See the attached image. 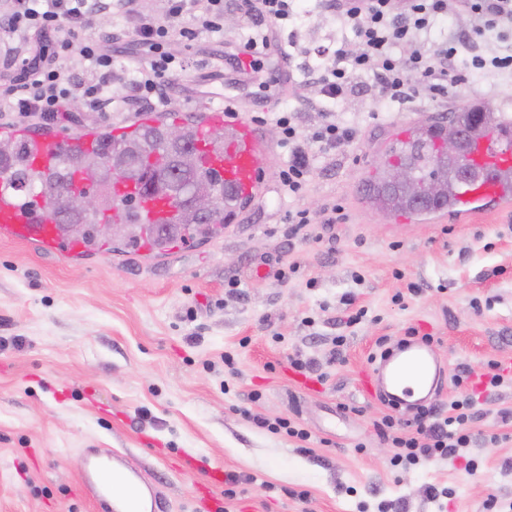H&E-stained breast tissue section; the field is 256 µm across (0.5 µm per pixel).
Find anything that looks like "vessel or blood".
I'll return each mask as SVG.
<instances>
[{
    "label": "vessel or blood",
    "instance_id": "vessel-or-blood-1",
    "mask_svg": "<svg viewBox=\"0 0 512 512\" xmlns=\"http://www.w3.org/2000/svg\"><path fill=\"white\" fill-rule=\"evenodd\" d=\"M206 128L224 131V148L207 150L203 164L224 178L225 189L252 201L267 194V157L272 145L261 135L252 119L240 108L221 106L208 112ZM99 145L95 135L76 138L36 140L29 153L31 170L46 173L56 167L66 153H92ZM472 155L493 162L491 176L481 178L476 187L460 195L462 207L479 201H503L512 195L504 173L512 168V140L484 135L473 136ZM138 220L147 225L174 224L179 220L175 204H143ZM0 234L33 241L50 251L70 255L85 253L86 243L67 239L59 224L42 206L21 199L8 185L0 183ZM441 374L439 362L426 344L409 342L382 354L364 380L365 389L384 401L407 410L413 407L415 393L436 397ZM83 495L90 498L97 512H165L166 502L157 486L148 480L128 456L112 451H93L83 461L80 480Z\"/></svg>",
    "mask_w": 512,
    "mask_h": 512
}]
</instances>
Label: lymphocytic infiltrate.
Listing matches in <instances>:
<instances>
[{
  "label": "lymphocytic infiltrate",
  "mask_w": 512,
  "mask_h": 512,
  "mask_svg": "<svg viewBox=\"0 0 512 512\" xmlns=\"http://www.w3.org/2000/svg\"><path fill=\"white\" fill-rule=\"evenodd\" d=\"M137 4L138 0H10L0 11L1 27L60 37L61 49L77 53L85 72L83 80H75L43 50L16 59L19 76L6 90L10 111L23 117L53 115L76 93L99 102L112 75L113 59L97 42L82 38V30L91 21L138 17L136 33L143 61L129 91L145 101L160 98L174 72L168 44L183 14H191L197 30L210 34L223 30L224 0H169L167 17L161 21L139 16ZM240 7L254 29L244 40L243 53L255 72L271 46L274 27L305 6L303 0H241ZM321 8L351 38L342 41L327 61L298 67L302 83L320 90L323 121L312 136L304 135L295 112L287 107L271 114L281 144L288 149V167L280 181L289 194L301 192L312 170L309 143L335 148L353 139V129L338 122L332 111L333 105L348 96L372 90L376 102H407L418 97L421 89H444L463 63L477 73L512 75V47L505 44L512 33V0H321ZM449 17L467 18L468 29L428 46L432 29ZM472 408L467 396L450 399L444 406L420 407L411 431L398 428L394 417L386 416L380 432L396 449L391 467L405 469L433 458L459 457L472 441Z\"/></svg>",
  "instance_id": "f902f5d3"
}]
</instances>
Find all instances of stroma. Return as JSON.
<instances>
[{
	"label": "stroma",
	"mask_w": 512,
	"mask_h": 512,
	"mask_svg": "<svg viewBox=\"0 0 512 512\" xmlns=\"http://www.w3.org/2000/svg\"><path fill=\"white\" fill-rule=\"evenodd\" d=\"M224 18L218 42L173 33L177 72L164 105L127 95L141 56L130 37L103 45L122 105L106 110L77 94L58 117L23 120L0 108V131L23 125L64 139L169 112L194 117L221 103L260 118L282 100L312 131L317 94L289 83L277 49L253 83L235 84L231 63L248 23L235 0H226ZM288 28L312 51L342 37L337 21L316 12ZM474 97L512 114V77L464 67L444 97L424 92L379 110L368 96L349 98L336 116L355 128L353 140L315 148L296 198L278 181L288 151L263 125L274 144L267 199L247 203L224 233L159 256H67L0 237V512H95L79 490L89 448L130 455L161 485L167 512H207L204 489L218 466L248 478L231 499L216 488L224 512H486L491 495L512 504V421L500 417L512 410V385L476 395V441L462 457L399 473L376 428L391 408L362 389L378 339L393 345L413 329L435 338L446 400L462 370L476 384L492 364L512 361V202L406 218L360 195L404 129ZM297 209L312 222L292 237L288 214ZM360 308L363 320L346 326ZM336 336L345 344L332 364ZM297 354L321 362L327 380L294 372L288 359ZM261 417L297 421L311 435L308 450L260 427ZM470 460L476 471L466 470ZM432 486L449 490L447 508L430 499Z\"/></svg>",
	"instance_id": "35a3bbf8"
}]
</instances>
